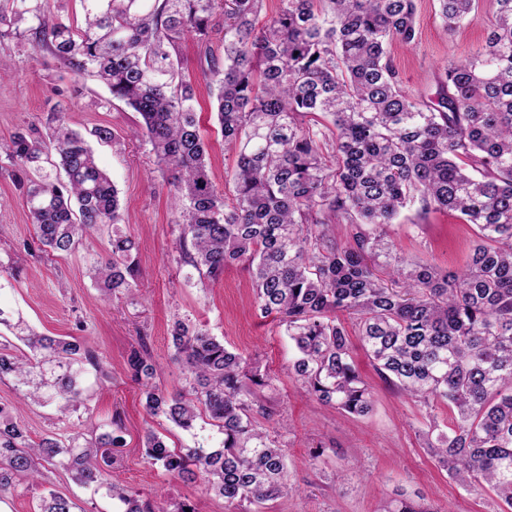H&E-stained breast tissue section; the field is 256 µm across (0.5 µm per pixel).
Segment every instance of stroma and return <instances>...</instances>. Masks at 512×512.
I'll list each match as a JSON object with an SVG mask.
<instances>
[{"mask_svg":"<svg viewBox=\"0 0 512 512\" xmlns=\"http://www.w3.org/2000/svg\"><path fill=\"white\" fill-rule=\"evenodd\" d=\"M416 9L415 42L393 43L390 53L404 90L432 97L444 65L464 59L484 42L495 7L493 0H479L452 36L436 15V0H416ZM179 57L181 74L197 85L196 110L209 145L212 177L221 190L231 191L235 153L214 125L213 98L203 77L206 63L194 35L184 37ZM107 96L98 81L66 72L46 51L0 41V142L28 124L44 125L55 108L75 131L86 135L107 127L118 137L115 145L96 139L90 145L119 192L121 229L138 245L135 286L143 295L138 303L121 294L107 296L94 282L97 260L109 254L108 228L92 232L70 254L28 255L23 245L35 237L36 226L10 173L0 168V276L13 268L20 271L14 287L0 290V307L21 312L41 333L80 338L98 359L97 365L84 367L83 403L67 422L59 421L54 406L19 405L8 380L0 381V406L16 408L35 441L51 432L80 433L92 441L120 427L124 446L113 482L143 500L161 496L190 502L195 512H227L223 499L207 493L202 484L184 483L148 464L144 456L150 430L164 435L172 448H191L202 440L216 448L223 440L203 420L185 431L147 415L143 388L128 376L127 356L143 342L158 369L157 385L170 392L181 389L185 376L173 358L169 330L174 319L186 318L223 338L226 347L258 361L272 379L271 386L257 392L266 410L259 422L283 448L294 492L266 502L261 512H380L397 492L441 512H496L493 492L466 494L438 465L418 436L425 408L384 382L360 344H353L352 356L372 391L368 415L344 417L303 394L288 373L294 345L276 319L259 315L248 272L233 266L219 281L209 282L180 261L176 238L182 218L173 205V188L149 146L129 136L139 114L118 101L100 107ZM389 239L394 251L461 273L477 236L475 227L455 214L410 207L391 225ZM50 489L69 497L76 512H118L111 499L74 484L60 469L46 471L41 484L0 502V512H34Z\"/></svg>","mask_w":512,"mask_h":512,"instance_id":"35a3bbf8","label":"stroma"}]
</instances>
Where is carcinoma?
Returning <instances> with one entry per match:
<instances>
[{"instance_id": "1", "label": "carcinoma", "mask_w": 512, "mask_h": 512, "mask_svg": "<svg viewBox=\"0 0 512 512\" xmlns=\"http://www.w3.org/2000/svg\"><path fill=\"white\" fill-rule=\"evenodd\" d=\"M0 0V40L48 51L78 76L103 83L138 112L133 136L151 146L173 179L181 210L176 243L184 264L219 279L242 265L261 314L275 313L294 342L289 374L309 397L363 416L372 395L351 356L354 329L381 379L429 409L426 446L469 494L490 488L512 509V0H495L486 40L446 65L437 97L402 88L390 53L416 38L415 0ZM453 36L477 0H436ZM224 23V58L210 32ZM207 62L224 143L236 155L231 196L211 178L196 112L197 88L178 73L185 35ZM26 198L39 244L72 251L101 224L112 225L111 257L95 266L104 294L133 292L136 243L119 228L117 190L85 140L54 112L0 145ZM61 170L60 180L47 168ZM457 212L477 228L467 269L443 270L395 252L387 228L400 212ZM345 224L341 243L332 225ZM25 349L0 350L25 404L77 410L83 363L96 357L75 339L45 336L18 311L0 308V328ZM171 343L189 391L169 394L140 350L127 357L145 408L184 430L205 412L223 446L176 452L154 433L148 463L224 499L235 512L292 493L284 450L257 425L250 396L271 378L208 331L174 321ZM448 407L441 427L434 410ZM124 439L94 442L56 433L39 441L0 406V501L27 488L41 468H60L102 489L123 512H195L186 501H141L110 480ZM50 491L35 512H75ZM383 512H440L396 498Z\"/></svg>"}]
</instances>
